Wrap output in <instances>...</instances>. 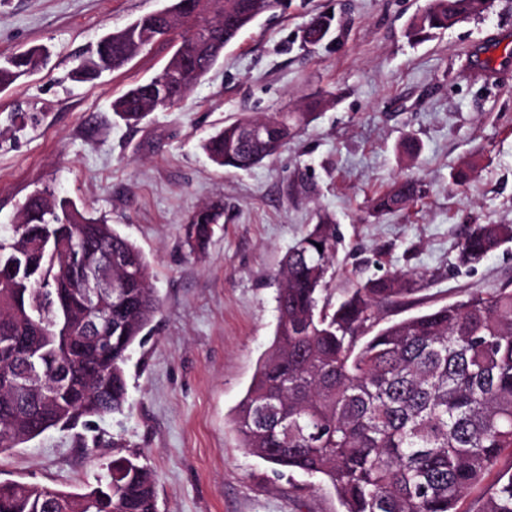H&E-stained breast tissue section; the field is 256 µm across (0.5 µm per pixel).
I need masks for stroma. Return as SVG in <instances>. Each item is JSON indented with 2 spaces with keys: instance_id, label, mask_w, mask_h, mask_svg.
Instances as JSON below:
<instances>
[{
  "instance_id": "obj_1",
  "label": "stroma",
  "mask_w": 512,
  "mask_h": 512,
  "mask_svg": "<svg viewBox=\"0 0 512 512\" xmlns=\"http://www.w3.org/2000/svg\"><path fill=\"white\" fill-rule=\"evenodd\" d=\"M169 4L0 0V60L45 50L37 73L0 89V236L31 194L69 199L139 247L161 303L130 354L123 412L0 454V481L80 492L118 444L155 472L158 512H341L327 484L276 472L240 448L232 427L273 341L278 272L326 214L338 239L334 297L356 279L418 272L412 305L385 310L386 319L467 290L512 288V243L472 266L458 262L467 225L512 224V0L418 45L405 29L427 0H288L177 106L131 127L112 101L159 73L171 43L92 83L68 73L101 37ZM328 11L331 39L303 48L302 28ZM317 95L324 109L270 161L227 170L201 149L230 121L295 112ZM407 134L421 144L413 159L397 150ZM470 155L481 159L477 173L452 186L451 170ZM403 176L419 180V198L374 214L371 199ZM216 202L222 223L204 251H191L184 224Z\"/></svg>"
}]
</instances>
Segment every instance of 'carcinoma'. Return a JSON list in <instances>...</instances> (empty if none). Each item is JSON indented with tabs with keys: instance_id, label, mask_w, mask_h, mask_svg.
I'll use <instances>...</instances> for the list:
<instances>
[{
	"instance_id": "obj_1",
	"label": "carcinoma",
	"mask_w": 512,
	"mask_h": 512,
	"mask_svg": "<svg viewBox=\"0 0 512 512\" xmlns=\"http://www.w3.org/2000/svg\"><path fill=\"white\" fill-rule=\"evenodd\" d=\"M270 12L279 0H224L233 10L232 42L252 22L254 4ZM490 0H428L407 27L414 44L487 12ZM332 19L307 25L317 46ZM169 36L145 15L112 32V69ZM198 68L196 83L220 60L223 45L181 38ZM39 48L0 63V88L38 70ZM100 53L78 60L72 78H97ZM182 67L170 56L160 73L112 101L128 122L171 107L164 81ZM323 99L299 112L267 119V139L246 142L253 118H240L206 139L202 149L221 168L248 170L275 157L315 119ZM477 164L461 161L450 173L466 185ZM419 184L395 180L371 200L375 214L396 212L416 200ZM222 212L203 207L184 225L193 249L209 241ZM90 255L135 258L137 271L112 267V320L87 329L83 294L87 266L56 251L64 243ZM512 243V224H472L459 243V262L471 264ZM337 252L335 224L327 215L287 252L277 294L278 322L234 417L240 447L274 470L318 478L336 492L343 512H461L460 502L485 476L496 473L476 512H512V289L470 291L462 298L399 320L383 311L413 294L415 273L359 280L332 302L327 276ZM0 454L49 429L120 412L127 402L125 366L154 320L159 298L141 250L112 225L72 202L30 195L21 221L0 239ZM0 512H157L156 475L138 458L115 455L97 485L63 492L11 481L0 484Z\"/></svg>"
}]
</instances>
